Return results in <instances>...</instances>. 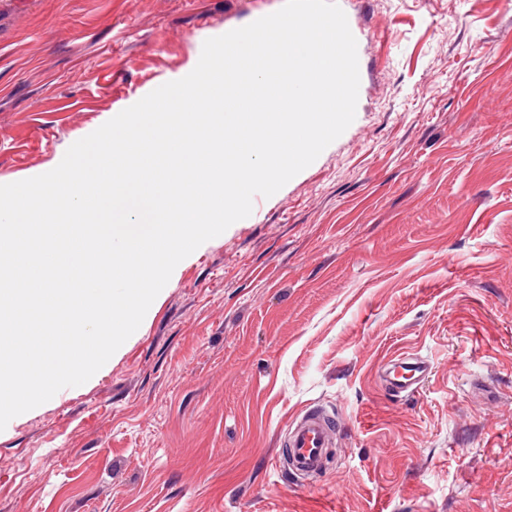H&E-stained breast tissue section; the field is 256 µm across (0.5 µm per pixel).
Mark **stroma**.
<instances>
[{
	"label": "stroma",
	"mask_w": 512,
	"mask_h": 512,
	"mask_svg": "<svg viewBox=\"0 0 512 512\" xmlns=\"http://www.w3.org/2000/svg\"><path fill=\"white\" fill-rule=\"evenodd\" d=\"M346 131L182 260L103 375L0 431V512H512V0H338ZM284 0H9L0 184ZM433 372L385 395L379 361ZM320 476L278 469L303 410ZM336 446V414L310 407L288 427L277 461L294 477L320 475Z\"/></svg>",
	"instance_id": "35a3bbf8"
}]
</instances>
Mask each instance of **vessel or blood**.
I'll list each match as a JSON object with an SVG mask.
<instances>
[{
	"instance_id": "1",
	"label": "vessel or blood",
	"mask_w": 512,
	"mask_h": 512,
	"mask_svg": "<svg viewBox=\"0 0 512 512\" xmlns=\"http://www.w3.org/2000/svg\"><path fill=\"white\" fill-rule=\"evenodd\" d=\"M429 359L401 354L383 359L377 378L391 396L418 393L430 377ZM336 445V416L324 409L311 407L299 414L289 426L277 460L294 477L308 480L320 475Z\"/></svg>"
}]
</instances>
